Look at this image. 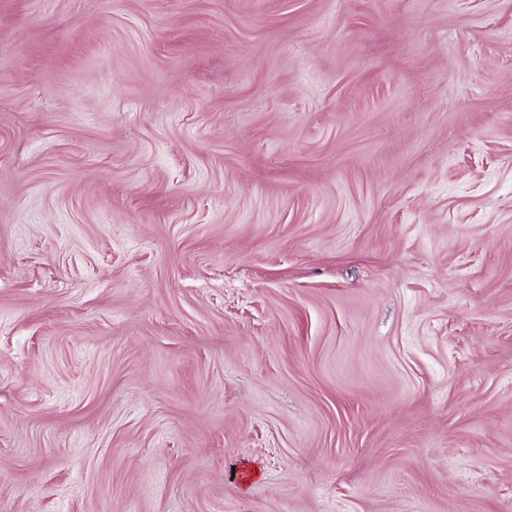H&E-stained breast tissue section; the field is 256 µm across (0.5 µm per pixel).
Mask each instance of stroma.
<instances>
[{
  "label": "stroma",
  "mask_w": 512,
  "mask_h": 512,
  "mask_svg": "<svg viewBox=\"0 0 512 512\" xmlns=\"http://www.w3.org/2000/svg\"><path fill=\"white\" fill-rule=\"evenodd\" d=\"M0 512H512V0H0Z\"/></svg>",
  "instance_id": "obj_1"
}]
</instances>
